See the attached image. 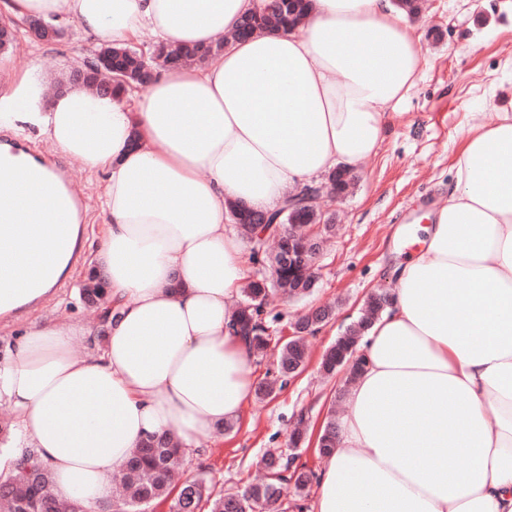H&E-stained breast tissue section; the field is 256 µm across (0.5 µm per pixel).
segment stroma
I'll return each instance as SVG.
<instances>
[{"instance_id":"obj_1","label":"stroma","mask_w":512,"mask_h":512,"mask_svg":"<svg viewBox=\"0 0 512 512\" xmlns=\"http://www.w3.org/2000/svg\"><path fill=\"white\" fill-rule=\"evenodd\" d=\"M417 29L423 59L419 78L406 99L387 117V135L364 160L358 181L345 197L327 199L336 236L317 259L319 284L300 301L271 299L267 307L272 345L253 359L252 378L262 382L276 370V346L288 340L292 323L310 307L331 303L334 316L308 339L309 362L302 374L276 384L274 394L250 399L235 429L210 437L186 453V474L210 471L221 489L235 492L264 476L267 449L319 469L317 435L346 390V375L323 374L325 351L358 319L374 289H391L389 270L397 256L417 245L412 236L427 219L420 203L444 199L454 182V164L470 127L512 113V0H424ZM61 36L45 45L19 35L10 53L13 71L36 69L42 81L62 76L79 62L86 43L75 22H59ZM81 280L60 288L37 308L39 318H62L90 326L80 298ZM308 424L307 441L293 448L289 435L298 419Z\"/></svg>"}]
</instances>
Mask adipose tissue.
I'll return each instance as SVG.
<instances>
[{"instance_id":"adipose-tissue-1","label":"adipose tissue","mask_w":512,"mask_h":512,"mask_svg":"<svg viewBox=\"0 0 512 512\" xmlns=\"http://www.w3.org/2000/svg\"><path fill=\"white\" fill-rule=\"evenodd\" d=\"M253 0H0V22L75 20L91 45L142 29L206 45ZM422 48L395 0H310L305 23L230 40L205 64L160 69L147 94L74 86L44 100L35 70L0 85V125L26 124L98 186L84 244L67 198L24 153L0 177V408L11 471L26 449L56 494L112 512V482L151 436L194 450L253 393L231 326L247 276L229 205L280 207L289 185L357 168L415 86ZM424 247L391 271L390 305L324 458L314 512H512V114L474 124ZM88 249L112 298L105 335L31 314ZM89 352L76 356L75 340Z\"/></svg>"}]
</instances>
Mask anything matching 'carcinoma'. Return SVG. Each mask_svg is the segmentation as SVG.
I'll return each mask as SVG.
<instances>
[{
    "instance_id": "carcinoma-1",
    "label": "carcinoma",
    "mask_w": 512,
    "mask_h": 512,
    "mask_svg": "<svg viewBox=\"0 0 512 512\" xmlns=\"http://www.w3.org/2000/svg\"><path fill=\"white\" fill-rule=\"evenodd\" d=\"M308 0H273L262 13L261 22L248 25L233 33L235 38H247L264 31L287 29L300 25L307 16ZM224 49V42L215 41L207 46H167L158 44L149 53L129 44L105 43L101 50L112 55V91L130 88L136 92L150 85L149 72L165 66L191 65L204 62ZM232 214L238 216L239 229L249 239L264 230L258 224V214L229 204ZM289 213L280 217L281 239L275 252L262 256L271 268V278L249 280L241 288L242 300L234 310V323L250 329L253 353L260 355L269 347L266 328L260 325L257 311L267 304L268 297L276 292L288 291V283L303 278V269L283 262L281 255L288 248ZM80 296L99 315L112 312L107 294L95 285L81 289ZM386 295L382 291L371 293L364 304L362 315L341 340L349 347L365 335L372 322L385 309ZM307 350L304 343H285L279 349L278 372L288 376V371L305 366ZM336 420L325 423L319 441L324 454L336 449ZM264 465L270 468L265 481L253 484L242 492L226 493L216 490L215 477H195L176 484L175 480L184 466V454L174 438L167 434L154 436L135 451L123 469L122 512H146L156 501L169 502V512H278L284 491L293 488L295 496L305 497L318 475L312 469L300 468L282 455L269 452ZM51 479L46 467L33 451L27 452L15 471L0 475V503L9 512H85L77 500L57 498L51 491Z\"/></svg>"
}]
</instances>
